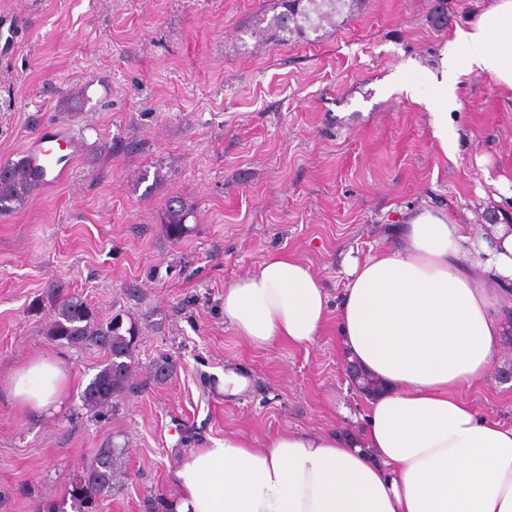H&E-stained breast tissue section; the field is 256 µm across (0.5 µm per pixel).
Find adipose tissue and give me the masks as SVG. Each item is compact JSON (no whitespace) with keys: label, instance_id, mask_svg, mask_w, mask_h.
Instances as JSON below:
<instances>
[{"label":"adipose tissue","instance_id":"ef3b65f1","mask_svg":"<svg viewBox=\"0 0 512 512\" xmlns=\"http://www.w3.org/2000/svg\"><path fill=\"white\" fill-rule=\"evenodd\" d=\"M425 105L447 141L444 114L460 69L512 89V0H497L457 31ZM347 282L330 306L321 279L286 254L263 258L224 286V320L250 343L305 346L335 320L344 355L381 385L364 427L282 431L265 448L226 434L183 457L167 512H512V426L479 415L461 395L512 334V225L469 235L448 215L421 210L393 244L347 257ZM8 387L49 416L64 395L59 361L36 358Z\"/></svg>","mask_w":512,"mask_h":512}]
</instances>
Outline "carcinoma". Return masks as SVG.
<instances>
[{
    "label": "carcinoma",
    "instance_id": "1",
    "mask_svg": "<svg viewBox=\"0 0 512 512\" xmlns=\"http://www.w3.org/2000/svg\"><path fill=\"white\" fill-rule=\"evenodd\" d=\"M342 2L344 0H281L284 11L273 15L264 30L274 40L286 42L290 37L317 30ZM31 190L23 160L0 165V211L23 205ZM189 217L190 210L182 201L170 200L162 215L169 236L180 237ZM46 335L71 346L97 345L107 351L106 364L83 391V400L89 409L109 405L112 399L130 389L132 354L138 336L136 322L131 320L126 325L119 314L103 322L86 301L72 295L55 307L46 325ZM117 467V452L102 450L85 475L71 485L68 496L72 507L77 512H97L98 497L112 487Z\"/></svg>",
    "mask_w": 512,
    "mask_h": 512
}]
</instances>
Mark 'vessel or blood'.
I'll use <instances>...</instances> for the list:
<instances>
[{"label": "vessel or blood", "mask_w": 512, "mask_h": 512, "mask_svg": "<svg viewBox=\"0 0 512 512\" xmlns=\"http://www.w3.org/2000/svg\"><path fill=\"white\" fill-rule=\"evenodd\" d=\"M75 149L65 126H45L24 149L29 178L34 186L47 189L67 179L72 170Z\"/></svg>", "instance_id": "1"}]
</instances>
